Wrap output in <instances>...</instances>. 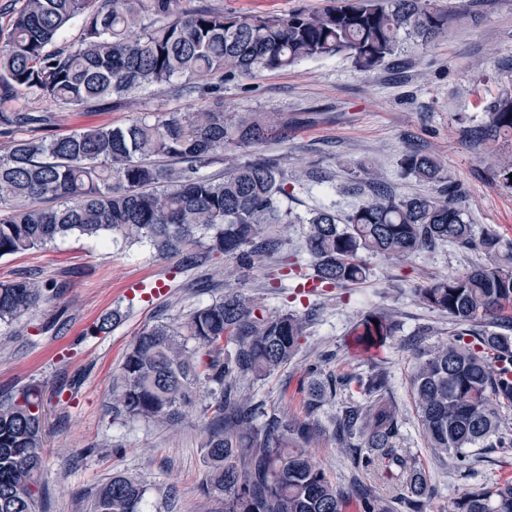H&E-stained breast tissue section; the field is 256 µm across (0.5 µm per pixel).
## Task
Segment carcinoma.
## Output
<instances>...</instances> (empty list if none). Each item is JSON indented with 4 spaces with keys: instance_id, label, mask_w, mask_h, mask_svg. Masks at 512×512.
<instances>
[{
    "instance_id": "1",
    "label": "carcinoma",
    "mask_w": 512,
    "mask_h": 512,
    "mask_svg": "<svg viewBox=\"0 0 512 512\" xmlns=\"http://www.w3.org/2000/svg\"><path fill=\"white\" fill-rule=\"evenodd\" d=\"M178 0H23L0 33V87H21L60 108L184 79L182 90L216 87L236 76L282 71L309 59L346 55L361 72L392 57L403 39L426 48L467 10L466 0H327L319 10L284 17L216 9L178 10ZM81 33L68 48L52 44L73 21ZM471 130L496 158L495 175L512 187V85L483 108ZM42 112H0V258L53 247L71 237L147 242L158 257L202 266L220 254L252 268L276 253L266 230L305 224V248L315 281L344 287L367 278L363 254L406 258L438 242L489 258L464 273L435 277L415 292L448 316L456 339L415 350L410 378L415 412L427 445L470 464L472 448H511L502 430L512 383L495 362L512 368V242L493 227L476 228L462 193L442 161L419 150L402 155L403 173L440 186L435 196H402L364 163L371 197L347 215L288 208L293 181L275 158L247 150L288 138V124L261 113L224 110L146 113L123 126L104 123L50 139L16 136L43 125ZM233 146L245 157L222 175L207 172ZM47 284L20 277L0 281V326L52 297ZM304 321L293 313L264 316L234 292L202 303L186 322L142 330L123 356L109 410L114 420L171 423L199 407L207 472L203 493L224 512H342V495L308 457L305 444L319 425L268 414L240 392L244 377L264 380L295 356ZM392 334L385 319L367 315L353 343L368 351ZM472 341H467V338ZM365 402L345 403L331 434L355 465H384L402 483L403 507L415 512L428 497L416 464L398 448V411L377 371L358 381ZM335 393L318 367L309 370L306 414L316 416ZM46 443L42 390L0 393V512H35L43 495ZM363 512H394L367 490L355 491ZM144 486L116 472L89 495L87 512H141ZM448 512H512V481L479 486L454 498Z\"/></svg>"
}]
</instances>
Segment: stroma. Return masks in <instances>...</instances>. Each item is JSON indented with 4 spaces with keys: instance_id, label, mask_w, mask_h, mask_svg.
I'll use <instances>...</instances> for the list:
<instances>
[{
    "instance_id": "obj_1",
    "label": "stroma",
    "mask_w": 512,
    "mask_h": 512,
    "mask_svg": "<svg viewBox=\"0 0 512 512\" xmlns=\"http://www.w3.org/2000/svg\"><path fill=\"white\" fill-rule=\"evenodd\" d=\"M324 0H181L183 10L216 8L237 14L285 16L316 9ZM483 61L482 72L471 65ZM512 78V0H475L471 13L426 49L407 47L376 70L358 71L351 59L305 60L285 71L261 72L224 82L225 109L265 112L287 121L288 137L254 148V155L279 158L287 172L314 168L315 178L297 184L288 206L297 214L325 206L349 213L369 189L356 162L365 160L400 195H432L434 186L403 175L399 160L415 149L445 162L466 192L465 210L476 224L491 225L512 240V189L500 183L485 153L467 130L483 117L482 103ZM207 93L186 94L170 84L143 92L131 103L60 109L24 89L0 95V110L45 112L46 124L24 137L68 135L87 127L123 125L142 113L195 112L213 102ZM307 227L289 224L273 232L278 250L254 269L219 256L198 268L156 257L146 245L71 238L58 246L0 259V281L31 275L57 287L50 302L0 328V391L36 384L43 389L49 430L38 512H86L87 495L119 472L142 483L143 512H219L218 501L201 491L206 466L202 423L195 408L174 424L116 421L107 411L112 382L127 347L158 321L181 323L199 303L235 291L267 315L286 311L305 321L290 364L270 378L241 387L265 410L305 419L303 400L309 367L347 379L318 415L329 424L343 402L361 399L357 378L380 370L399 409V446L415 459L429 483L423 512H448L465 489L512 479V448H485L469 467L455 457H437L418 426L410 376L415 358L409 340L428 348L449 342L447 317L414 293L429 279L484 264V255L436 244L406 259L367 256V280L350 287H307L314 274L305 249ZM119 310L109 332L90 335L100 318ZM383 314L394 326L386 342L361 352L353 330L368 313ZM312 462L323 469L348 502L362 512L355 495L364 486L375 497H400L399 482L383 470L354 467L331 434L308 443Z\"/></svg>"
}]
</instances>
